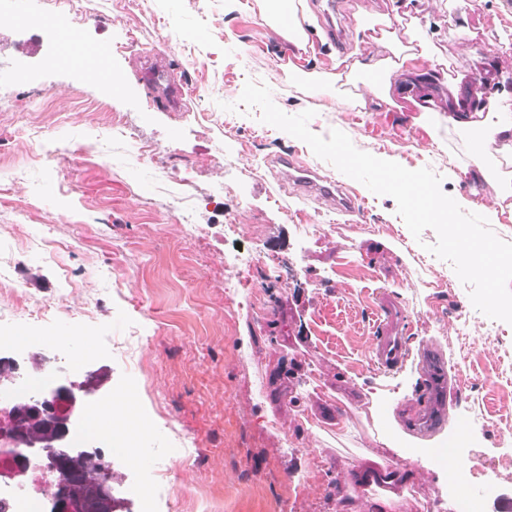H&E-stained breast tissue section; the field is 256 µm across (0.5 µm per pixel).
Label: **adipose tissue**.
I'll return each instance as SVG.
<instances>
[{"mask_svg":"<svg viewBox=\"0 0 512 512\" xmlns=\"http://www.w3.org/2000/svg\"><path fill=\"white\" fill-rule=\"evenodd\" d=\"M260 18L296 48L307 49L309 36L298 14L296 0H255ZM368 43L378 48L369 56L354 52L336 59L333 71L323 80L336 86H363L348 103L364 108L368 102L393 107L404 101L418 113L420 125L434 129L448 126L464 139L466 159L463 175L494 184L492 202L479 203L487 223L500 221L505 204L512 199V92L491 91L466 95L463 75H450L439 55L421 35L401 40L394 18L385 14L366 15L362 24ZM447 93L448 106L440 108L436 98Z\"/></svg>","mask_w":512,"mask_h":512,"instance_id":"adipose-tissue-1","label":"adipose tissue"}]
</instances>
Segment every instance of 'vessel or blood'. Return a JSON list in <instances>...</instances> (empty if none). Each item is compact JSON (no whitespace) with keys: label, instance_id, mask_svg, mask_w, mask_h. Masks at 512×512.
Returning a JSON list of instances; mask_svg holds the SVG:
<instances>
[{"label":"vessel or blood","instance_id":"1","mask_svg":"<svg viewBox=\"0 0 512 512\" xmlns=\"http://www.w3.org/2000/svg\"><path fill=\"white\" fill-rule=\"evenodd\" d=\"M141 80L148 91L162 96L169 104L178 105L182 88L172 78L163 54L148 56ZM283 178L307 193L333 201L337 209L355 210L357 201L344 182L323 179L313 169L298 164L290 156L276 159ZM373 353L378 365L388 370L399 369L407 358L405 331L407 318L403 308L394 300H381L377 310ZM424 376L416 401L409 404L402 417L411 431L429 436L434 434L448 417V397L452 386L448 379V363L436 349L422 356Z\"/></svg>","mask_w":512,"mask_h":512}]
</instances>
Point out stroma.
Listing matches in <instances>:
<instances>
[{"label":"stroma","instance_id":"stroma-1","mask_svg":"<svg viewBox=\"0 0 512 512\" xmlns=\"http://www.w3.org/2000/svg\"><path fill=\"white\" fill-rule=\"evenodd\" d=\"M128 13L119 0H88L86 19L69 20L86 46L122 40L137 30L140 42L113 55L109 69L125 87L113 94L81 68L53 63V43L15 23L18 7L54 13L53 0H0V183L14 200L37 204L23 220L0 207V271L17 280L29 303L66 298L79 318L61 313L45 322L21 318L14 326L38 336H96L102 349L82 376L104 396L128 387L148 423L142 441L146 471L174 490L178 512H379L382 486H357L349 471L369 456L389 472H413L406 508L423 512L442 498L444 512H461L442 451L453 438L491 492L480 512H499L512 498V440L495 427L468 424L478 406L512 417L495 375L496 356L484 335L487 318L469 307L466 345L479 388L454 393L448 423L423 438L408 431L396 409L419 391L415 355L430 345L449 354L456 315L427 283L449 264L428 252L434 230L413 237L392 197L364 185L354 192L359 211L348 213L284 188L277 156L292 155L321 176L342 174L310 147L262 125L258 110H222L236 102L248 79L263 72L275 104L295 115L314 110L310 130L344 132L360 150L386 153L409 170L444 168L443 191L455 198L489 200L486 183L452 178L463 157L454 133L433 132L405 108L359 112L344 89L311 84L307 72H327L337 56L316 0H303L312 50L298 73L280 61L283 40L253 12L254 0L226 12L225 0H142ZM351 13L396 12L417 19L452 72L471 90L487 76L512 91V13L502 0H348ZM162 53L180 82H194L198 97L171 112L147 93L136 74L141 56ZM35 137L11 138L14 114L31 104ZM211 113L209 123L199 113ZM120 117L159 147L155 167L126 163L127 143L113 140ZM69 147L51 168L33 156L42 143ZM188 184L203 235L187 236L167 188ZM278 207H271V200ZM313 229L300 233L292 212ZM239 233L219 238L222 224ZM274 255L278 270L253 299L229 298L236 260ZM392 294L404 309L414 352L389 373L372 359L376 305ZM97 306L84 308L86 298Z\"/></svg>","mask_w":512,"mask_h":512}]
</instances>
